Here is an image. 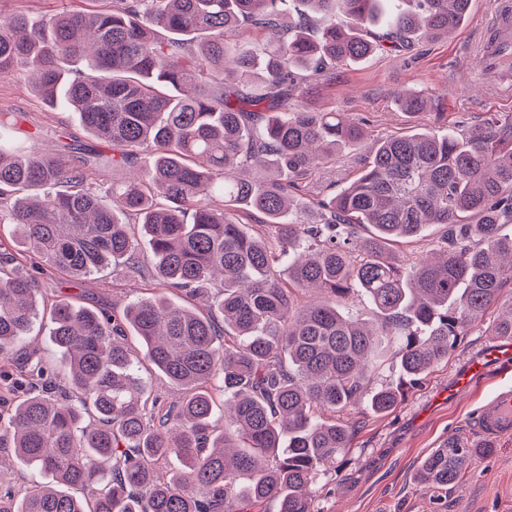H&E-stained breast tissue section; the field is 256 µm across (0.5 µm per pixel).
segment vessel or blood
Returning <instances> with one entry per match:
<instances>
[{
	"mask_svg": "<svg viewBox=\"0 0 512 512\" xmlns=\"http://www.w3.org/2000/svg\"><path fill=\"white\" fill-rule=\"evenodd\" d=\"M479 83L496 95L512 96V0H494L479 38ZM487 374L496 383L490 401L472 419L483 437L512 433V342H492L474 356L467 369L454 377L452 393L467 392L474 376Z\"/></svg>",
	"mask_w": 512,
	"mask_h": 512,
	"instance_id": "b4317fda",
	"label": "vessel or blood"
}]
</instances>
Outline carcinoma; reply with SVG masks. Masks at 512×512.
I'll use <instances>...</instances> for the list:
<instances>
[{
    "label": "carcinoma",
    "instance_id": "cac0c4a2",
    "mask_svg": "<svg viewBox=\"0 0 512 512\" xmlns=\"http://www.w3.org/2000/svg\"><path fill=\"white\" fill-rule=\"evenodd\" d=\"M111 0L98 10L38 19L0 15V77L27 70L34 91L79 115L112 145V166L152 147L140 175L102 191L81 160L18 154L22 112L0 113V448L41 472L0 512H313L311 488L349 447L336 418L364 400L392 410L496 305L512 283V115L471 129L427 130L375 144L356 177L297 221L291 198L311 171L364 142L347 112L294 100L325 72L412 39L443 37L471 0ZM352 26L336 23V13ZM242 28L270 44L230 48ZM415 115L431 105L398 96ZM275 227L243 230L240 209ZM148 235L154 278L168 291L209 295L203 314L152 293L122 312L80 308L25 271L27 252L82 280L109 268L139 271ZM446 228L439 252L406 271L392 246ZM288 260V283L277 277ZM316 300L300 305V296ZM366 300L369 324L338 305ZM50 303L52 340L67 384L18 358ZM497 336L512 337V307ZM142 350L132 348L127 333ZM395 349L397 381L370 393L372 361ZM149 362L180 394L166 405L139 374ZM474 449L450 438L418 479L455 483ZM100 484L88 499L76 491Z\"/></svg>",
    "mask_w": 512,
    "mask_h": 512
}]
</instances>
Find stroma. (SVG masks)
I'll list each match as a JSON object with an SVG mask.
<instances>
[{"label":"stroma","mask_w":512,"mask_h":512,"mask_svg":"<svg viewBox=\"0 0 512 512\" xmlns=\"http://www.w3.org/2000/svg\"><path fill=\"white\" fill-rule=\"evenodd\" d=\"M492 0H471L467 21L453 34L418 40L401 51H388L328 72L306 97L320 110L347 112L362 121L368 143L415 129L444 131L448 121L471 126L486 113H512V99L485 96L474 82L476 59L471 36L484 21ZM31 78L0 79V113L21 112L26 120L17 134L20 146L58 156L64 144H76L111 155L82 126L79 117L50 106L30 87ZM408 88L434 94V113L408 115L396 101L397 90ZM37 139H30V132ZM363 165L362 155L342 149L335 161L312 171L302 183L299 200L321 198L348 184ZM43 287L56 289L77 306L92 309L124 307L153 287V258L141 256L132 274L107 271L74 282L53 270L37 255H29ZM494 313L470 325L448 354L392 411L376 415L364 405L349 406L343 418L353 430L349 448L321 475L313 488L314 512H512V436L496 440L491 454L471 426L473 413L486 403L491 380L473 379L468 393L452 397L448 387L463 365L493 341ZM458 437L476 454L456 484L427 488L415 473L422 459L449 437Z\"/></svg>","instance_id":"obj_1"}]
</instances>
